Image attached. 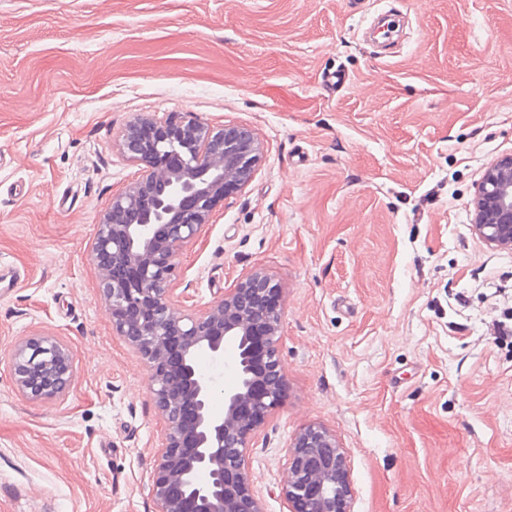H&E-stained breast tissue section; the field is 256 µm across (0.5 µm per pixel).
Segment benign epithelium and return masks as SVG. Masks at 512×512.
<instances>
[{"label": "benign epithelium", "mask_w": 512, "mask_h": 512, "mask_svg": "<svg viewBox=\"0 0 512 512\" xmlns=\"http://www.w3.org/2000/svg\"><path fill=\"white\" fill-rule=\"evenodd\" d=\"M121 146L144 170L112 195L90 257L113 335L145 360L164 422L153 475L157 512H263L248 459L286 386L278 354L284 309L267 303L282 296L281 285L254 268L202 313L187 312L171 296L184 248L224 197L248 184L261 148L245 128L191 114L164 122L138 117L122 131ZM473 223L487 244L512 248V153L487 167ZM229 341L238 343L232 366L239 382L224 390V407L216 410L218 378L199 361L220 363ZM7 364L18 392L32 400L57 399L74 382L70 347L53 335L18 342ZM280 494L290 512H350L352 487L335 435L311 425L294 436Z\"/></svg>", "instance_id": "obj_1"}]
</instances>
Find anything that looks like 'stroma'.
<instances>
[{
	"label": "stroma",
	"instance_id": "stroma-1",
	"mask_svg": "<svg viewBox=\"0 0 512 512\" xmlns=\"http://www.w3.org/2000/svg\"><path fill=\"white\" fill-rule=\"evenodd\" d=\"M347 82L334 86L333 72ZM248 129L262 158L181 257L205 311L263 268L283 287L282 402L249 451L264 512L294 435L335 434L351 512H512V249L472 224L512 153V0H0V512H155L164 423L112 333L95 225L141 172L140 115ZM74 384L23 397L20 339ZM7 364L18 392L32 400L57 399L74 382L70 347L53 335L36 334L18 342Z\"/></svg>",
	"mask_w": 512,
	"mask_h": 512
}]
</instances>
